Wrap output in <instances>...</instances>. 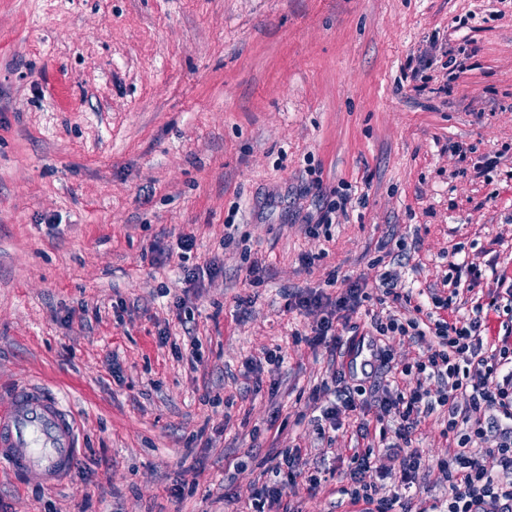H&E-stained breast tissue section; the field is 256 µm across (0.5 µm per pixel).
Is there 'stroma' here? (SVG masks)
I'll return each mask as SVG.
<instances>
[{
	"mask_svg": "<svg viewBox=\"0 0 512 512\" xmlns=\"http://www.w3.org/2000/svg\"><path fill=\"white\" fill-rule=\"evenodd\" d=\"M184 234L218 277L186 283ZM400 239L407 288L452 255L512 276V8L0 0V404L64 395L84 462L54 489L0 469V512H254L295 444L326 482L288 505L336 512L356 440L317 438L329 359L288 297L374 286Z\"/></svg>",
	"mask_w": 512,
	"mask_h": 512,
	"instance_id": "obj_1",
	"label": "stroma"
}]
</instances>
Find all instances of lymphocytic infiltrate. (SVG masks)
<instances>
[{"label": "lymphocytic infiltrate", "mask_w": 512, "mask_h": 512, "mask_svg": "<svg viewBox=\"0 0 512 512\" xmlns=\"http://www.w3.org/2000/svg\"><path fill=\"white\" fill-rule=\"evenodd\" d=\"M449 267L451 273L443 279L451 287L449 295L434 292L424 302L413 301L409 293L400 291L395 270L381 273L383 297L404 313L371 314L379 350L367 388L348 380L356 336L337 333L335 325L350 323L363 302L369 301V292L354 283L333 298L315 294L293 302L294 308L317 317L307 344L325 348L330 356L336 401L322 410V419L335 431L341 427V415L349 412L373 415L379 424L388 417L398 422L393 454L398 463L397 490L389 495L383 494L379 482L383 465L370 424L362 422L356 427L357 444L347 466L349 481L339 494L343 502L362 507L363 512H409L407 493L425 468L412 438L421 423L438 411L447 416L442 433L453 443L447 457L433 467L439 479L447 482L449 494L445 506H433L432 512H512V482L503 483L498 477L502 471L512 474V335L486 341L489 326L484 316L485 311L503 305L512 307V284L475 296L474 316L448 320L439 317V310L448 308L460 292L474 293L482 280L476 263L453 261ZM394 336L426 341L421 360L411 366L393 364L388 341ZM487 456L495 459L496 469L484 464ZM268 461L273 481L258 490V503L281 506L286 485L295 484L300 476L308 493H317L322 486L316 473H302L300 447L275 449Z\"/></svg>", "instance_id": "f902f5d3"}]
</instances>
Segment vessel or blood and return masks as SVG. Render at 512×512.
I'll use <instances>...</instances> for the list:
<instances>
[{
    "label": "vessel or blood",
    "instance_id": "vessel-or-blood-1",
    "mask_svg": "<svg viewBox=\"0 0 512 512\" xmlns=\"http://www.w3.org/2000/svg\"><path fill=\"white\" fill-rule=\"evenodd\" d=\"M79 448L74 413L42 384L19 382L0 405V466L10 472L55 487L69 477Z\"/></svg>",
    "mask_w": 512,
    "mask_h": 512
}]
</instances>
